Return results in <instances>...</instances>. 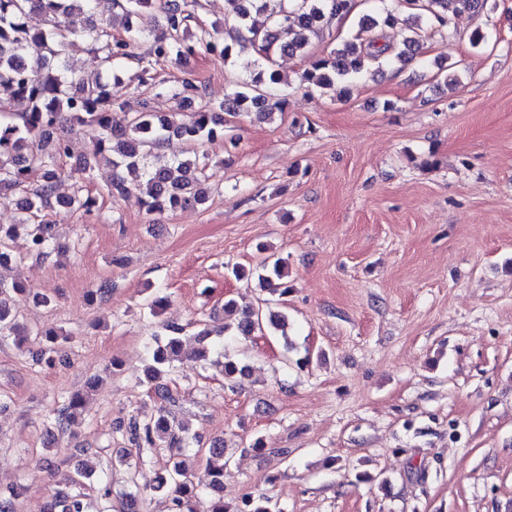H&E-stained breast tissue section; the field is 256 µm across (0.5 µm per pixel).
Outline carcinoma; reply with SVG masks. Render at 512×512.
Returning <instances> with one entry per match:
<instances>
[{"label":"carcinoma","instance_id":"1","mask_svg":"<svg viewBox=\"0 0 512 512\" xmlns=\"http://www.w3.org/2000/svg\"><path fill=\"white\" fill-rule=\"evenodd\" d=\"M94 0H0V193L19 197V211L24 217L8 228L0 227V257L12 259L8 241L22 232L30 253L47 259L52 253V225L34 223L45 209L63 207L89 213L96 199L76 190L68 197L56 193V186L65 176L61 165L69 156L68 144L58 135L61 125L68 123L90 133L87 154L75 172L88 178L94 163L104 160L112 168L111 195H124L136 190L145 213L161 215L177 208L206 204L210 188L205 169L207 163L198 156L169 157L162 153L164 143L172 136L189 142L214 141L224 138V115H255L268 118L274 111H283L286 100H272L267 83L280 76L267 69L273 56L295 54L305 49L309 36L326 28L351 21L358 34L343 39L324 57L311 62V68L300 78L301 83L321 89L339 88L348 92L357 78L377 64L391 59L411 60L409 53L420 47V31L428 26L436 31L450 30L455 18L463 11H480L490 0H400V6L410 10L406 49L392 52L375 39V33L394 24L397 7L379 0L381 6L374 15L361 12L363 0H282L280 9L267 16L263 26L251 21L254 14L266 9V0H224L227 18L232 20L234 36L226 43L202 29L187 36L189 22L195 16L197 0H165L160 6L162 22L145 21L157 0H115L122 12L123 34L112 35V21L91 20ZM44 15L47 27L32 31L27 19L33 12ZM77 36L90 45L91 75L76 76L67 60L69 38ZM147 47L141 58L140 71L130 80L144 84L150 80L153 66L161 60L179 61L199 53L218 55L224 60L241 61L249 78L224 97L219 104L202 102L198 85L184 79L171 88L173 96L190 112L181 118L152 111L146 100H121L112 96V80H121L119 72L124 58L134 47ZM16 101L25 103L17 113L18 121L8 118V106ZM124 114V123L113 120V111ZM126 170L142 171V180L129 187L123 176ZM39 174L38 183L29 176ZM232 275L243 280L255 274L259 283L271 293L288 294V266L284 259L264 258L255 269L244 266L231 268ZM25 293V289L0 282V331L19 338L30 335L20 324L9 306L10 294ZM236 305L224 303V332L231 336L250 337L271 332L287 334L288 320L282 314L266 309H251L236 319ZM166 338L154 337L151 350L153 365L146 369V380L162 401L172 400L165 383L180 359L184 328L168 325ZM84 398L71 395L55 412L54 426L64 430L65 424L83 407ZM138 454L153 452L168 443L180 451L197 441V435L184 424L173 425L165 410L142 421L134 416L119 422ZM209 477L206 488L211 491L208 512H274L271 497L248 496L242 504L231 508L224 503L219 489L224 485V449H210ZM153 491L169 497L172 512H194L191 498L197 486L190 475L174 465L157 478ZM60 512H85L79 494L62 497L56 503Z\"/></svg>","mask_w":512,"mask_h":512}]
</instances>
